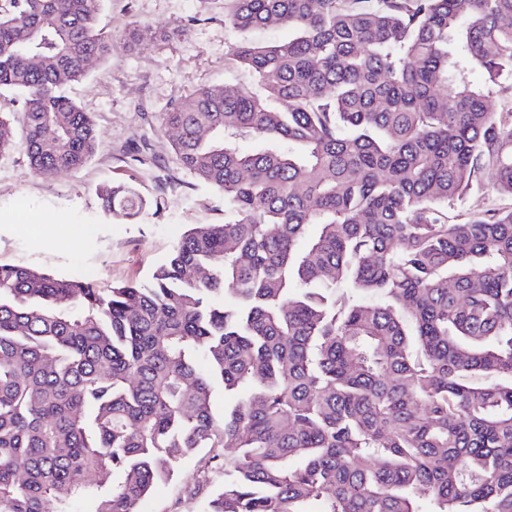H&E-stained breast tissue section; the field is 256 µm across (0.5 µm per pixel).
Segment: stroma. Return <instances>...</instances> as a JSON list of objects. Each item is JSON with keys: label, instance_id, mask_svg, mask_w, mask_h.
Wrapping results in <instances>:
<instances>
[{"label": "stroma", "instance_id": "35a3bbf8", "mask_svg": "<svg viewBox=\"0 0 512 512\" xmlns=\"http://www.w3.org/2000/svg\"><path fill=\"white\" fill-rule=\"evenodd\" d=\"M225 0H104L101 24L117 42L65 93L99 133L82 168L34 172L22 148L0 154V264L23 265L106 287L146 281L178 240L201 224L224 221V196L183 168L162 115L203 87L251 84L228 53L238 35L225 23ZM139 40H131L134 29ZM133 187L148 205L133 220L105 215L98 190ZM85 228L77 243L58 240V225ZM208 450L183 460L173 477L142 501L143 512H206L224 472L206 467Z\"/></svg>", "mask_w": 512, "mask_h": 512}]
</instances>
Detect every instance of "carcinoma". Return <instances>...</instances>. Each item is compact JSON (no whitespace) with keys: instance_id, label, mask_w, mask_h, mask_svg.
Masks as SVG:
<instances>
[{"instance_id":"1","label":"carcinoma","mask_w":512,"mask_h":512,"mask_svg":"<svg viewBox=\"0 0 512 512\" xmlns=\"http://www.w3.org/2000/svg\"><path fill=\"white\" fill-rule=\"evenodd\" d=\"M228 2L255 86L163 116L224 223L144 283L0 265V512H138L226 442L207 512H512V205L448 216L475 186L512 199V100L486 106L512 0ZM100 6L0 0V89L23 97L0 151L39 173L97 149L62 89L112 56ZM272 23L291 35L246 38ZM100 199L143 207L124 184Z\"/></svg>"}]
</instances>
